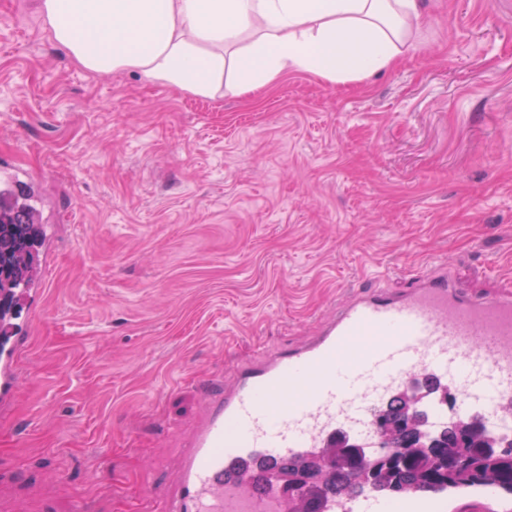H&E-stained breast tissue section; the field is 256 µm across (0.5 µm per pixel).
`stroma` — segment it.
<instances>
[{
	"mask_svg": "<svg viewBox=\"0 0 512 512\" xmlns=\"http://www.w3.org/2000/svg\"><path fill=\"white\" fill-rule=\"evenodd\" d=\"M0 0V165L43 218L39 300L0 410V512H144L215 373L436 257L512 291V0H423L371 77L211 99L94 77Z\"/></svg>",
	"mask_w": 512,
	"mask_h": 512,
	"instance_id": "obj_1",
	"label": "stroma"
}]
</instances>
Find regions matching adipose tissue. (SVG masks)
Segmentation results:
<instances>
[{"label": "adipose tissue", "mask_w": 512, "mask_h": 512, "mask_svg": "<svg viewBox=\"0 0 512 512\" xmlns=\"http://www.w3.org/2000/svg\"><path fill=\"white\" fill-rule=\"evenodd\" d=\"M54 46L88 74L134 71L200 98L291 72L330 82L390 68L418 0H37Z\"/></svg>", "instance_id": "adipose-tissue-1"}]
</instances>
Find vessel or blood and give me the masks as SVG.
Listing matches in <instances>:
<instances>
[{
	"instance_id": "1",
	"label": "vessel or blood",
	"mask_w": 512,
	"mask_h": 512,
	"mask_svg": "<svg viewBox=\"0 0 512 512\" xmlns=\"http://www.w3.org/2000/svg\"><path fill=\"white\" fill-rule=\"evenodd\" d=\"M26 341L0 346L1 405L15 396ZM418 372L459 389L453 416L504 415L512 404V292L474 296L441 264L401 292L376 289L340 303L308 342L271 350L206 387L177 479L153 512H288L275 478L254 493L248 482L225 483V472L297 459L326 447L340 428L376 452L374 409ZM465 504L512 512V490L475 482L405 500L366 492L324 500L319 512H447Z\"/></svg>"
}]
</instances>
